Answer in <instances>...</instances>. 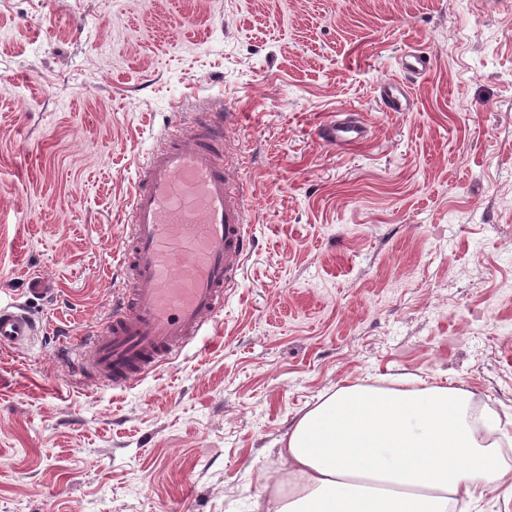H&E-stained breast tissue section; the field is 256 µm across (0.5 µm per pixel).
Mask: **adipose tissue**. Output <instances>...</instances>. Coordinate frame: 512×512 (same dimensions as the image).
<instances>
[{
	"mask_svg": "<svg viewBox=\"0 0 512 512\" xmlns=\"http://www.w3.org/2000/svg\"><path fill=\"white\" fill-rule=\"evenodd\" d=\"M473 398L409 374L337 386L294 419L252 512H477L512 491V463L492 440L501 418L472 419Z\"/></svg>",
	"mask_w": 512,
	"mask_h": 512,
	"instance_id": "adipose-tissue-1",
	"label": "adipose tissue"
}]
</instances>
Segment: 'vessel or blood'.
<instances>
[{
    "label": "vessel or blood",
    "instance_id": "b4317fda",
    "mask_svg": "<svg viewBox=\"0 0 512 512\" xmlns=\"http://www.w3.org/2000/svg\"><path fill=\"white\" fill-rule=\"evenodd\" d=\"M379 95L385 111H407L403 85L381 84ZM227 124L222 109L204 108L137 164L118 256L122 283L101 323L62 344L57 358L72 374L129 386L205 336L223 310L252 244ZM367 137L351 112L320 129L323 142L339 147ZM36 332L23 306L0 301V351L24 349Z\"/></svg>",
    "mask_w": 512,
    "mask_h": 512
}]
</instances>
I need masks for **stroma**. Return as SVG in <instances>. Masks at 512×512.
<instances>
[{
    "instance_id": "35a3bbf8",
    "label": "stroma",
    "mask_w": 512,
    "mask_h": 512,
    "mask_svg": "<svg viewBox=\"0 0 512 512\" xmlns=\"http://www.w3.org/2000/svg\"><path fill=\"white\" fill-rule=\"evenodd\" d=\"M206 102L236 113L239 285L173 362L84 383L57 337L105 317L134 169ZM339 112L366 143L319 138ZM36 274L58 293L0 353V512H251L346 381L448 379L512 417V0H0V293ZM379 95L385 111L405 112L408 110L409 96L403 85L383 83L379 86Z\"/></svg>"
}]
</instances>
